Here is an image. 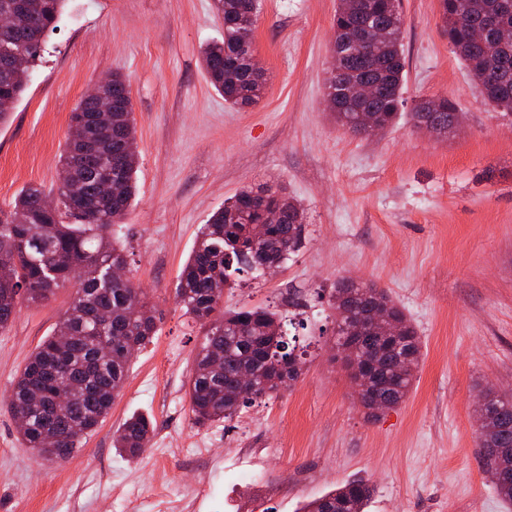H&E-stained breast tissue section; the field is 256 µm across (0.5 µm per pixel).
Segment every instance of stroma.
<instances>
[{"instance_id":"obj_1","label":"stroma","mask_w":512,"mask_h":512,"mask_svg":"<svg viewBox=\"0 0 512 512\" xmlns=\"http://www.w3.org/2000/svg\"><path fill=\"white\" fill-rule=\"evenodd\" d=\"M336 7L262 0L253 41L266 90L239 110L202 65V49L224 38L214 0H69L0 125V211L23 187L56 188L74 108L100 78L123 74L137 190L112 239L160 322L106 419L54 462L25 446L7 396L75 290L21 302L0 333V512H298L360 477L374 486L366 512H512L482 470L475 416L484 389L512 395V115L480 95L438 0H402L406 113L373 138L343 130L325 104ZM436 95L464 114L444 140L407 115ZM259 185L301 204L306 239L277 272L242 274L224 306H273L303 373L200 428L185 390L201 331L175 288L201 225ZM345 278L385 288L422 341L407 399L375 418L333 358L328 297ZM133 413L155 431L127 459L112 435ZM245 458L259 484L238 481Z\"/></svg>"}]
</instances>
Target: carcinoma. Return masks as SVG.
Segmentation results:
<instances>
[{
	"label": "carcinoma",
	"instance_id": "1",
	"mask_svg": "<svg viewBox=\"0 0 512 512\" xmlns=\"http://www.w3.org/2000/svg\"><path fill=\"white\" fill-rule=\"evenodd\" d=\"M19 0H0V16L13 22L0 24V51L21 52L28 63L0 75V97L17 103L27 89L30 68L42 43L55 29L67 0H25L26 11L17 12ZM224 19V40L205 46L203 67L215 90L232 107L245 108L262 98L266 76L247 61V32L255 28L260 0H214ZM440 18L448 43L470 69L483 99L493 107L512 112V47L498 39L472 41L475 28L496 15L504 36L512 42V0H439ZM334 63L326 82V100L336 124L348 129L358 113L371 112L382 127L401 116L403 107V19L400 0H343L334 17ZM367 27L385 31L370 56L354 51L358 33ZM374 84L378 93L366 100L353 93L358 83ZM112 102V119H95V104L81 99L71 113L68 137L60 162L77 175L84 195L94 201L96 215L89 218L68 203V190L57 188V207L43 205L45 190L27 186L17 194L13 208L0 212V265L11 279L0 280V330L12 322L18 304L46 301L70 283L77 285L69 307L61 314L57 330L32 353L17 376L9 395L13 413H24L27 424L21 436L27 447L46 460L58 461L59 449L72 456L84 438L108 415L127 376L130 349L151 342L158 332L156 320H145L139 309L148 305L143 289L127 280L112 279V268L126 265L124 249L108 235L122 222L136 192L135 165H115L112 178L116 195L97 199L101 157L91 145L101 146L117 160L136 154L132 101L125 76L114 73L102 89ZM457 103L446 97L422 98L409 113L412 122L429 121L436 136H446ZM276 209L280 224L264 222L265 212ZM301 205L271 186L245 187L224 200L199 230L197 243L183 268L175 294L184 313L201 322L202 340L188 382L194 424L204 426L230 420L240 408L270 398L297 381L304 361L283 334L277 312L267 307L224 309L215 298L218 285L235 286L232 274L261 270L277 260L285 262L304 239ZM335 311V336L343 337L350 320L368 323L377 311L393 318L399 331L385 336L371 329L358 344L345 341L337 351L347 363L366 372L365 409L371 417L398 407L406 399L421 359V340L415 326L386 289L373 283L342 280L329 295ZM254 371L258 386L252 396H238L241 368ZM69 394L63 406L55 404L58 385ZM485 400L493 408L490 421L481 426L480 456L485 473L499 494L512 501V398L492 389ZM153 421L132 414L116 431L113 447L135 458L147 447ZM374 492L365 480L347 481L334 491L309 501L302 512H364Z\"/></svg>",
	"mask_w": 512,
	"mask_h": 512
}]
</instances>
